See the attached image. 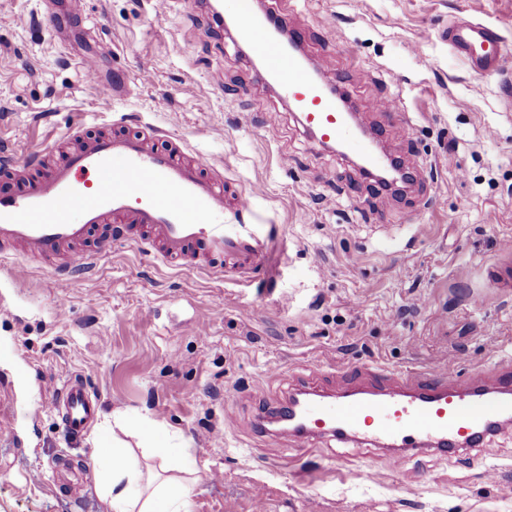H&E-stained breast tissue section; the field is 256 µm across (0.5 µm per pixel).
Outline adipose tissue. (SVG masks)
Returning <instances> with one entry per match:
<instances>
[{
    "label": "adipose tissue",
    "mask_w": 512,
    "mask_h": 512,
    "mask_svg": "<svg viewBox=\"0 0 512 512\" xmlns=\"http://www.w3.org/2000/svg\"><path fill=\"white\" fill-rule=\"evenodd\" d=\"M113 427L119 434L113 437L99 472L107 512H192L191 492L199 477L184 464L179 435L147 414L141 418L136 444H129L122 438L129 424L125 413L118 410L101 424L105 431ZM137 446L159 460L161 475H143L133 456Z\"/></svg>",
    "instance_id": "1"
}]
</instances>
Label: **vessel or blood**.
I'll list each match as a JSON object with an SVG mask.
<instances>
[{"label":"vessel or blood","instance_id":"b4317fda","mask_svg":"<svg viewBox=\"0 0 512 512\" xmlns=\"http://www.w3.org/2000/svg\"><path fill=\"white\" fill-rule=\"evenodd\" d=\"M239 2L231 18L236 44L264 63L262 81L292 103L315 144L341 145L369 170L380 169L385 160L371 139L352 130L324 82L278 37L276 15L256 14L250 0ZM85 4L67 0L66 11L49 15L47 25L58 35L70 30L82 20ZM449 38L473 65L495 68L501 39L492 28L460 27ZM82 68L101 109L111 110L124 88L101 80L94 56H84ZM69 138L66 155L39 177L29 174L39 154L22 162L0 154L1 259L18 247L27 256L54 260L61 289L75 273H92L116 241L219 277L231 270L274 273L272 234L251 221L254 194L227 203L223 177L204 174L203 162L186 161L181 138L154 129L91 136L81 124L71 127ZM489 353L496 368L490 378L478 371L459 380L451 363L415 375L356 365L348 369L350 390L331 396L297 387L278 410L300 421L296 439L368 442L387 450L396 467L412 454L455 455L512 426V358L494 347ZM50 405L63 408L74 436L90 428L97 409L74 379L54 392Z\"/></svg>","mask_w":512,"mask_h":512}]
</instances>
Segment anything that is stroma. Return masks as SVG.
I'll return each mask as SVG.
<instances>
[{"label":"stroma","mask_w":512,"mask_h":512,"mask_svg":"<svg viewBox=\"0 0 512 512\" xmlns=\"http://www.w3.org/2000/svg\"><path fill=\"white\" fill-rule=\"evenodd\" d=\"M328 61L353 111L379 130L416 182L396 193L339 152L312 146L292 107L264 85L201 0H87L72 48L53 42L41 0H0V150L59 158L72 125L122 121L181 137L224 175L227 194L261 186L258 223L284 240L274 276L220 280L116 245L76 276L55 310L47 263L0 265V512H105L92 435H70L45 409L80 378L99 410L130 423L151 413L178 431L198 483L193 512H512V428L469 454L407 458L394 469L366 444L298 447L265 434L290 385L345 389L348 365L488 369L512 354V0H263ZM457 21L496 27L499 68L470 69L448 44ZM340 32L334 43L324 29ZM98 56L126 83L111 112L79 65ZM153 64L143 77L137 58ZM393 97L401 120L372 110ZM279 115L276 124L266 113ZM24 268L14 277V268ZM208 323V335L187 331ZM277 376H270L271 364ZM267 385L258 400L252 387ZM232 424H225V412ZM378 472L377 481L360 471Z\"/></svg>","instance_id":"1"}]
</instances>
